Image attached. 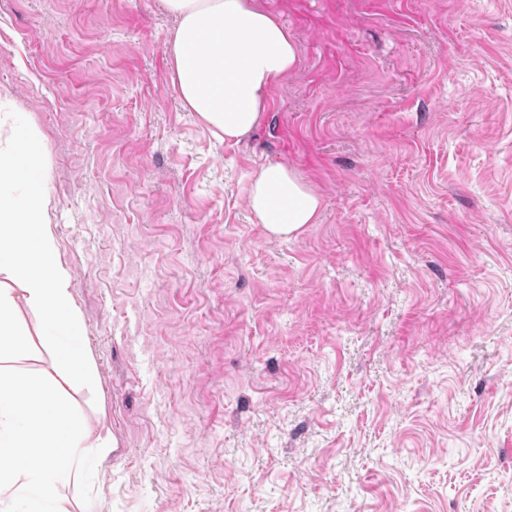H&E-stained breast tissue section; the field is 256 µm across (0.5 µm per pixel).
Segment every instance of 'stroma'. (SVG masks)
I'll list each match as a JSON object with an SVG mask.
<instances>
[{
  "mask_svg": "<svg viewBox=\"0 0 512 512\" xmlns=\"http://www.w3.org/2000/svg\"><path fill=\"white\" fill-rule=\"evenodd\" d=\"M299 63L246 141L172 87L161 0H0L112 447L67 512H512V0H262ZM284 163L319 223H251Z\"/></svg>",
  "mask_w": 512,
  "mask_h": 512,
  "instance_id": "1",
  "label": "stroma"
}]
</instances>
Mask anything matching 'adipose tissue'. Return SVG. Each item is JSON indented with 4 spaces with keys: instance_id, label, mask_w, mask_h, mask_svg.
<instances>
[{
    "instance_id": "adipose-tissue-1",
    "label": "adipose tissue",
    "mask_w": 512,
    "mask_h": 512,
    "mask_svg": "<svg viewBox=\"0 0 512 512\" xmlns=\"http://www.w3.org/2000/svg\"><path fill=\"white\" fill-rule=\"evenodd\" d=\"M176 21L169 40L171 82L183 105L213 136L248 139L263 123L274 86L298 63L287 26L259 0H162ZM48 159L34 127L0 108V357L29 345L18 307L41 314L42 334L73 383L89 387L94 372L72 273L58 258L47 220ZM253 223L287 240L318 223L321 195L294 169L260 166L249 181Z\"/></svg>"
}]
</instances>
